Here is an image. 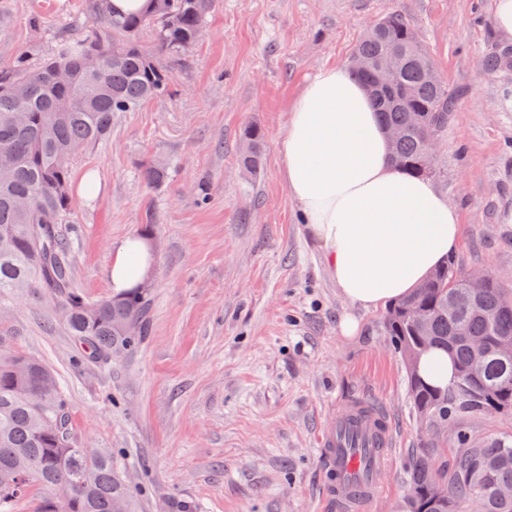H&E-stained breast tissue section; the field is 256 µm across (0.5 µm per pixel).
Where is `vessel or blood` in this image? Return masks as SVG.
Here are the masks:
<instances>
[{
  "instance_id": "obj_1",
  "label": "vessel or blood",
  "mask_w": 512,
  "mask_h": 512,
  "mask_svg": "<svg viewBox=\"0 0 512 512\" xmlns=\"http://www.w3.org/2000/svg\"><path fill=\"white\" fill-rule=\"evenodd\" d=\"M326 500L339 512H360L377 495L366 469L387 463L393 445L390 421L354 404L341 407L319 438Z\"/></svg>"
}]
</instances>
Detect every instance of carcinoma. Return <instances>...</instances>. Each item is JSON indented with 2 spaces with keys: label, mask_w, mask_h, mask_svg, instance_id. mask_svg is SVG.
I'll list each match as a JSON object with an SVG mask.
<instances>
[{
  "label": "carcinoma",
  "mask_w": 512,
  "mask_h": 512,
  "mask_svg": "<svg viewBox=\"0 0 512 512\" xmlns=\"http://www.w3.org/2000/svg\"><path fill=\"white\" fill-rule=\"evenodd\" d=\"M145 14L116 16L96 0L79 37L61 40L55 53L31 68L20 59L0 75V161L11 166L0 180V294L41 292L55 304L54 314L68 328L87 360L102 366L117 352L137 349L149 329V303L137 290L98 303L87 302L73 283L68 245L58 231L71 211V163L106 139L112 119L164 95L170 77L137 37L155 27L158 49L176 54L201 36L208 16L204 0H151ZM128 41L112 53V42ZM100 67L91 71L84 58ZM366 62L352 69L379 112L386 129L399 131L391 159L407 175L424 177L428 146L447 131L454 107L448 83L435 71L416 30L399 14L374 23L353 48ZM395 70L390 90L375 84L379 69ZM59 69L69 82L56 81ZM28 85L27 98L13 93ZM263 136L243 129V167H260ZM142 177L162 186L166 167L149 164ZM385 329L403 360L434 345L455 357L456 380L446 390L423 383L407 367L410 402L425 426L451 427L455 446L446 465L441 438H430L414 454L409 469L408 512H512V500L496 494L512 486V433L478 437L462 417L512 413V358L499 344L512 342V306L489 276L480 288L467 287V275L454 261L435 270L409 297L389 305ZM0 333V512H15L31 488L44 491L36 512H134L133 492L112 453L77 445L69 406L44 363L7 349ZM485 346L474 357V344Z\"/></svg>",
  "instance_id": "carcinoma-1"
}]
</instances>
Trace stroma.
<instances>
[{
    "mask_svg": "<svg viewBox=\"0 0 512 512\" xmlns=\"http://www.w3.org/2000/svg\"><path fill=\"white\" fill-rule=\"evenodd\" d=\"M492 0H217L199 40L162 56L167 93L118 114L108 138L72 165L74 207L59 229L75 287L110 299L111 245L151 230L153 274L142 292L150 332L110 366L89 364L41 293L0 295L15 350L51 367L78 444L125 466L136 512H321L320 430L348 401L378 406L394 447L364 512H407L408 459L426 434L385 309L345 300L279 173L290 107L323 66H349L365 28L404 15L455 94L429 179L457 206L464 274L488 273L512 294V47ZM92 0H0V73L20 54L51 55ZM39 28H32V19ZM259 126L261 167L240 164V133ZM169 169L150 187L142 165ZM94 178V198L78 188ZM360 323L340 331L344 316Z\"/></svg>",
    "mask_w": 512,
    "mask_h": 512,
    "instance_id": "obj_1",
    "label": "stroma"
}]
</instances>
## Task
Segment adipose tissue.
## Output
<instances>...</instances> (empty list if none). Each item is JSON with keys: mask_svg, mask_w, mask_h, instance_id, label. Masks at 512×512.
I'll use <instances>...</instances> for the list:
<instances>
[{"mask_svg": "<svg viewBox=\"0 0 512 512\" xmlns=\"http://www.w3.org/2000/svg\"><path fill=\"white\" fill-rule=\"evenodd\" d=\"M278 152L290 196L352 305L375 309L409 295L458 250V210L431 182L393 167L387 132L348 68H321L307 82ZM154 262L144 236L114 242L113 294L143 286Z\"/></svg>", "mask_w": 512, "mask_h": 512, "instance_id": "ef3b65f1", "label": "adipose tissue"}]
</instances>
